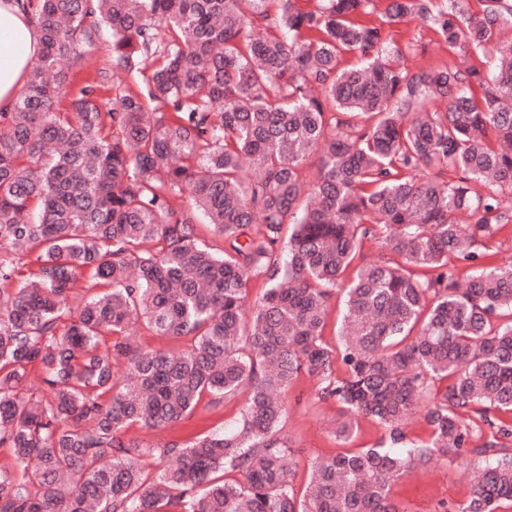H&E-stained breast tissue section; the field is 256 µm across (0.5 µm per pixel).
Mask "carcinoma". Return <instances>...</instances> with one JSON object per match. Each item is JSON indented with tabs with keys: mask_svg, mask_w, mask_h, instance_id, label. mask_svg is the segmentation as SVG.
Wrapping results in <instances>:
<instances>
[{
	"mask_svg": "<svg viewBox=\"0 0 512 512\" xmlns=\"http://www.w3.org/2000/svg\"><path fill=\"white\" fill-rule=\"evenodd\" d=\"M377 2L16 0L42 51L0 112V512H400L391 483L436 458L472 471L443 512L512 502V260L481 262L512 226V0H386L481 56L418 71L361 20ZM104 37L111 67L69 92L59 66ZM140 318L183 349L132 342ZM302 373L339 441L363 418L388 442L318 459L299 498L280 425ZM242 392L229 431L126 437ZM343 306V297L335 293L329 303L327 328L324 339L330 344L336 343L338 339L337 331L340 325Z\"/></svg>",
	"mask_w": 512,
	"mask_h": 512,
	"instance_id": "carcinoma-1",
	"label": "carcinoma"
}]
</instances>
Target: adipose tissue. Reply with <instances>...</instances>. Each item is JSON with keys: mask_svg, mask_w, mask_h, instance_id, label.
Segmentation results:
<instances>
[{"mask_svg": "<svg viewBox=\"0 0 512 512\" xmlns=\"http://www.w3.org/2000/svg\"><path fill=\"white\" fill-rule=\"evenodd\" d=\"M40 51L32 19L15 0H0V112L12 110Z\"/></svg>", "mask_w": 512, "mask_h": 512, "instance_id": "obj_1", "label": "adipose tissue"}]
</instances>
